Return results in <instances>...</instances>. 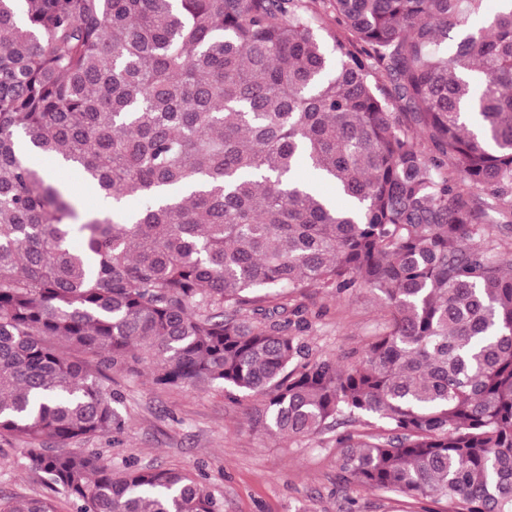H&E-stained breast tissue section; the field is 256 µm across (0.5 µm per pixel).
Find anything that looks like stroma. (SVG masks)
Wrapping results in <instances>:
<instances>
[{
	"label": "stroma",
	"instance_id": "1",
	"mask_svg": "<svg viewBox=\"0 0 512 512\" xmlns=\"http://www.w3.org/2000/svg\"><path fill=\"white\" fill-rule=\"evenodd\" d=\"M300 339L315 353L344 357L378 332L383 311L356 290L333 297L317 293ZM112 387L124 422L115 436L87 441L115 466L187 469L203 475L221 512H410L394 492L370 490L343 479L336 434L273 436L253 427L245 403L222 389L183 386L158 389L146 370H113ZM51 494L24 457L20 443L0 449V496ZM54 495V494H51ZM58 512H71L64 494Z\"/></svg>",
	"mask_w": 512,
	"mask_h": 512
}]
</instances>
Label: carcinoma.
Masks as SVG:
<instances>
[{"instance_id": "1", "label": "carcinoma", "mask_w": 512, "mask_h": 512, "mask_svg": "<svg viewBox=\"0 0 512 512\" xmlns=\"http://www.w3.org/2000/svg\"><path fill=\"white\" fill-rule=\"evenodd\" d=\"M486 2L0 0V438L73 512H220L200 474L68 447L121 430L107 371L137 367L257 397L277 436L372 418L336 437L350 480L512 512V259L466 245L512 220V0ZM355 288L383 329L312 353L304 299Z\"/></svg>"}]
</instances>
